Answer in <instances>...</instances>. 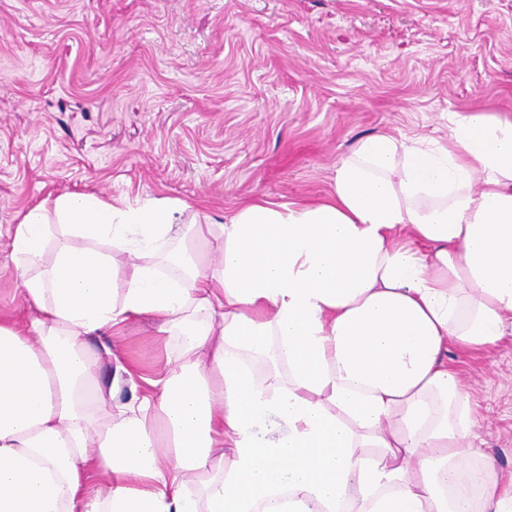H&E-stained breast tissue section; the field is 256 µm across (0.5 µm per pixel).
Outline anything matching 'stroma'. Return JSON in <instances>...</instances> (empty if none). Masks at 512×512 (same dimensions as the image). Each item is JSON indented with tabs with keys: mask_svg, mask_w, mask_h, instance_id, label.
<instances>
[{
	"mask_svg": "<svg viewBox=\"0 0 512 512\" xmlns=\"http://www.w3.org/2000/svg\"><path fill=\"white\" fill-rule=\"evenodd\" d=\"M473 111L512 118V0H0V320L31 314L8 243L44 200H181L147 262L215 264L225 214L318 199L362 138L441 141ZM180 346L147 316L112 339L146 376ZM446 359L512 481V336Z\"/></svg>",
	"mask_w": 512,
	"mask_h": 512,
	"instance_id": "1",
	"label": "stroma"
}]
</instances>
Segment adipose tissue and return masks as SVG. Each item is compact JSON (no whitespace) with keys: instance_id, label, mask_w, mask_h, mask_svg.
I'll list each match as a JSON object with an SVG mask.
<instances>
[{"instance_id":"adipose-tissue-1","label":"adipose tissue","mask_w":512,"mask_h":512,"mask_svg":"<svg viewBox=\"0 0 512 512\" xmlns=\"http://www.w3.org/2000/svg\"><path fill=\"white\" fill-rule=\"evenodd\" d=\"M185 208L71 192L15 224L32 315L0 322V512H512L444 358L512 336V120L367 137L319 200L225 217L217 266L120 277ZM142 315L181 352L124 402L131 369L100 383L87 341ZM270 350L288 376L257 381Z\"/></svg>"}]
</instances>
